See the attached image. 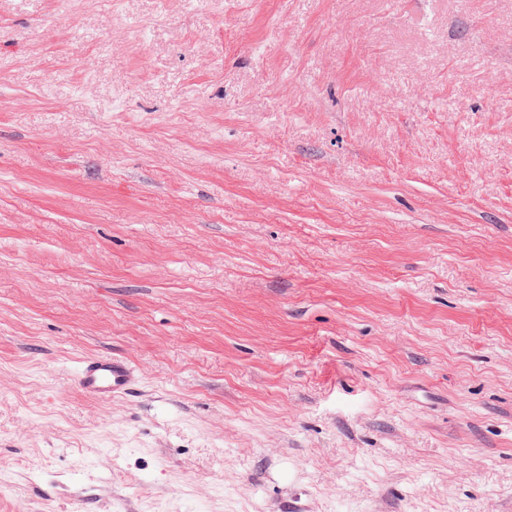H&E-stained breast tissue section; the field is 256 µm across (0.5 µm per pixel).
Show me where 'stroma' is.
Returning a JSON list of instances; mask_svg holds the SVG:
<instances>
[{
	"instance_id": "stroma-1",
	"label": "stroma",
	"mask_w": 512,
	"mask_h": 512,
	"mask_svg": "<svg viewBox=\"0 0 512 512\" xmlns=\"http://www.w3.org/2000/svg\"><path fill=\"white\" fill-rule=\"evenodd\" d=\"M0 512H512V0H0ZM137 382L136 369L127 360L112 355L87 358L76 372L78 389L103 401L130 394Z\"/></svg>"
}]
</instances>
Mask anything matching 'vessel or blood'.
Segmentation results:
<instances>
[{"label":"vessel or blood","mask_w":512,"mask_h":512,"mask_svg":"<svg viewBox=\"0 0 512 512\" xmlns=\"http://www.w3.org/2000/svg\"><path fill=\"white\" fill-rule=\"evenodd\" d=\"M137 382L136 369L127 360L110 355L85 359L76 372L79 390L103 401L130 394Z\"/></svg>","instance_id":"1"}]
</instances>
